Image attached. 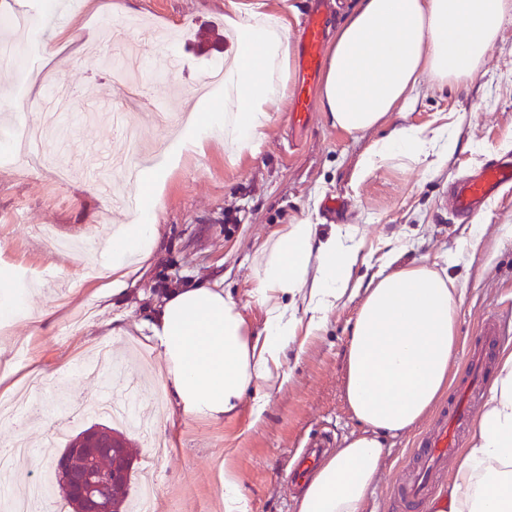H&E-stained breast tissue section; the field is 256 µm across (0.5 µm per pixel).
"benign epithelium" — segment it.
Instances as JSON below:
<instances>
[{"mask_svg":"<svg viewBox=\"0 0 512 512\" xmlns=\"http://www.w3.org/2000/svg\"><path fill=\"white\" fill-rule=\"evenodd\" d=\"M125 449L116 445L111 430L95 424L76 436L56 467L76 473L72 480L80 512H99L100 499L125 482L126 471L114 464L101 465L102 459L123 457Z\"/></svg>","mask_w":512,"mask_h":512,"instance_id":"obj_1","label":"benign epithelium"}]
</instances>
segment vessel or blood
<instances>
[{
	"label": "vessel or blood",
	"instance_id": "vessel-or-blood-1",
	"mask_svg": "<svg viewBox=\"0 0 512 512\" xmlns=\"http://www.w3.org/2000/svg\"><path fill=\"white\" fill-rule=\"evenodd\" d=\"M325 37L323 16L310 12L297 42V69L292 89L290 120L299 130L312 118V91L322 68ZM509 184H512V156L492 159L449 184L448 206L458 219L471 221ZM482 333L484 343L473 350L467 375L460 386L461 392L470 399L476 398L482 390L479 377L488 368L491 353L501 336L499 326L492 319L483 322ZM466 422V416L454 408L438 415L397 487L404 500L420 503L428 497L433 478L445 469L448 457L455 453L458 435Z\"/></svg>",
	"mask_w": 512,
	"mask_h": 512
}]
</instances>
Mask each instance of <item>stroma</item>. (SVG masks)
<instances>
[{"label":"stroma","mask_w":512,"mask_h":512,"mask_svg":"<svg viewBox=\"0 0 512 512\" xmlns=\"http://www.w3.org/2000/svg\"><path fill=\"white\" fill-rule=\"evenodd\" d=\"M0 0V39L29 48V23L42 30L43 42L62 44L51 61L56 83L69 87L65 109L51 111L48 87L30 70L0 67V129L19 131L46 125L38 152L50 156L68 177L31 168L24 155L0 160V291L21 309L50 311L42 323L18 319L0 332L15 370L13 380L39 375L42 388L34 401L40 417L0 425V450L17 441L29 448L0 476V496L16 495L46 480L53 456L83 429L109 423L123 432L133 457L131 491L143 481L156 490L157 512H225L224 475L241 480L246 512H296L300 491L293 461L312 436L328 435L333 446L358 431L344 399L345 359L350 328L359 304L329 312L327 326L310 339L299 358L289 359L290 381L274 395L261 420L250 408L232 418L207 421L159 414L154 433L163 444L154 455L144 436L126 422L104 414L70 418L74 399L92 405L108 386L121 401L146 406L161 391L160 358L135 326L148 302L165 289L189 280L223 279L225 288L247 305L254 328L263 312L248 306L255 258L270 234L301 220L329 232L335 223L355 225L365 238L370 271L385 261L383 243L400 239L395 262L402 268L429 265L447 269L465 295L457 314L460 350L452 365L463 372L482 317H495L512 350V189L489 201L476 218L485 234L478 251L462 243L464 226L445 204L449 181L512 154V21L504 25L485 62L471 79L439 86L422 80L415 107L391 113L386 124L365 133L332 126L314 110L304 130L288 124L289 104L272 113L254 151L228 159L224 140L213 136L203 147L189 149L175 161L166 153L179 137L181 114L218 111L219 98L199 93L212 67L224 62V16L229 0ZM266 11L289 16L300 25L311 8L323 13L328 30L337 27L336 0H263ZM144 55L147 65L141 96L146 107L130 113L137 142L112 130L113 115L125 109L131 77L113 68L111 53ZM178 54V71L163 68V59ZM431 131L447 126L457 142L440 171L424 164L391 159L366 177H358L364 150L391 127ZM128 156L138 146L148 151L145 169L166 164L155 198L159 237L139 278L125 297L108 300V281L88 266L81 254L57 251L39 237L42 226L62 238L107 241L114 229L132 223L133 211L100 192L90 175L98 161L93 144ZM340 198L342 215L330 214L326 198ZM131 329L113 336L110 321ZM433 416L392 438L378 483L365 512H428L398 496L402 477Z\"/></svg>","instance_id":"obj_1"}]
</instances>
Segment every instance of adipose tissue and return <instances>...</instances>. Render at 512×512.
Returning a JSON list of instances; mask_svg holds the SVG:
<instances>
[{
    "instance_id": "obj_1",
    "label": "adipose tissue",
    "mask_w": 512,
    "mask_h": 512,
    "mask_svg": "<svg viewBox=\"0 0 512 512\" xmlns=\"http://www.w3.org/2000/svg\"><path fill=\"white\" fill-rule=\"evenodd\" d=\"M512 0H354L328 50L321 105L331 124L364 133L415 104L421 79L464 81L485 61ZM291 23L253 5L224 17L221 109L188 123L180 147L223 132L229 157L254 149L288 95ZM443 130L393 128L357 164L366 177L388 159L448 160ZM159 228L152 196L112 252L113 294L127 287L132 258L148 260ZM366 262L355 226L319 233L305 221L275 230L259 251L250 298L265 312L255 329L223 281L165 290L143 321L162 359L164 388L183 416L220 421L252 398L262 417L288 381L284 365L305 338L319 335L334 308L361 297L351 327L345 398L360 425L307 480L297 512H364L388 438L414 427L447 393L459 347L456 318L463 289L429 266L356 271ZM429 512H512V350H502L470 438Z\"/></svg>"
}]
</instances>
